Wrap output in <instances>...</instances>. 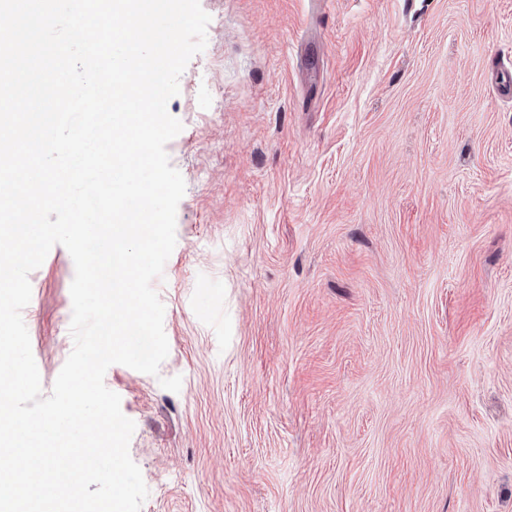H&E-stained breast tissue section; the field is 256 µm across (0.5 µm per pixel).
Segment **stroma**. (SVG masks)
Here are the masks:
<instances>
[{
	"instance_id": "35a3bbf8",
	"label": "stroma",
	"mask_w": 512,
	"mask_h": 512,
	"mask_svg": "<svg viewBox=\"0 0 512 512\" xmlns=\"http://www.w3.org/2000/svg\"><path fill=\"white\" fill-rule=\"evenodd\" d=\"M200 3L169 353L104 376L141 512H512V0ZM74 274L29 275L46 395Z\"/></svg>"
}]
</instances>
